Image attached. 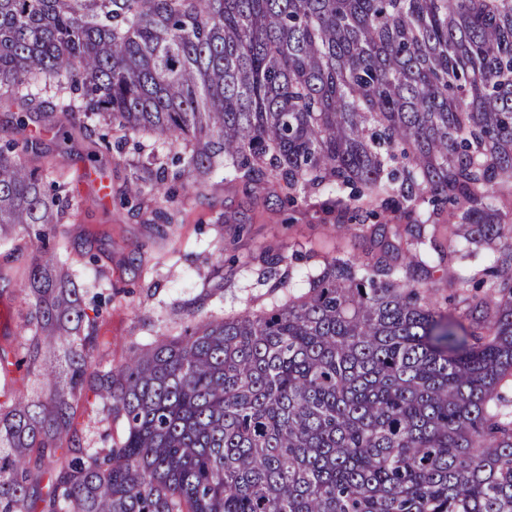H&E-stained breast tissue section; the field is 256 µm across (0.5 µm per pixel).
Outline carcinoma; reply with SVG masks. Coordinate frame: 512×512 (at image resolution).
<instances>
[{
  "mask_svg": "<svg viewBox=\"0 0 512 512\" xmlns=\"http://www.w3.org/2000/svg\"><path fill=\"white\" fill-rule=\"evenodd\" d=\"M40 80L184 146L189 189L222 168L339 224L403 211L413 253L298 285L271 254L280 303L106 368L112 297L60 259L65 185L25 165L37 138L1 141L0 281L28 292L0 346V512H512V0H0V94ZM448 202L490 258L456 281L463 316L424 288L466 257L438 242ZM92 397L125 424L108 448L74 428Z\"/></svg>",
  "mask_w": 512,
  "mask_h": 512,
  "instance_id": "obj_1",
  "label": "carcinoma"
}]
</instances>
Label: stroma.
<instances>
[{
	"mask_svg": "<svg viewBox=\"0 0 512 512\" xmlns=\"http://www.w3.org/2000/svg\"><path fill=\"white\" fill-rule=\"evenodd\" d=\"M67 99L41 84L0 98V139L21 143L27 133L41 136L39 155H27L26 161H50L53 178L66 186L71 207L61 229L70 251L100 258L96 268L73 261L74 274L87 287L121 290L100 330L104 364L146 352L157 334L181 333V306L195 304L198 320L207 322L255 304L271 305L276 294L259 282L265 256L283 254L308 272L339 252L364 262L377 252L370 230L337 224L319 208V195L302 191L296 203L287 204L276 183L248 187L220 170L188 196L170 200L151 192L139 206L125 204L133 163L166 161L167 145L137 136L124 153L106 151L99 136L116 139L111 125L93 116L74 125L62 108ZM221 258L230 260L231 277H220ZM101 268L106 277L98 276ZM26 292L21 279L0 282L2 345L19 340ZM75 426L87 448L110 446L124 433L122 421H102L93 405L79 410Z\"/></svg>",
	"mask_w": 512,
	"mask_h": 512,
	"instance_id": "stroma-1",
	"label": "stroma"
}]
</instances>
